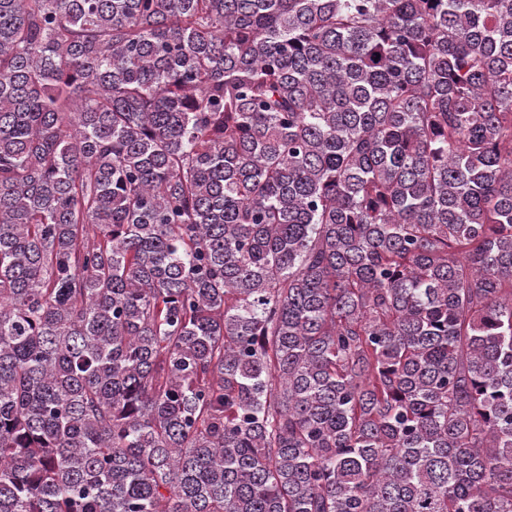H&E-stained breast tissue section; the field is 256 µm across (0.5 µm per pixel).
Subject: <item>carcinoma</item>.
<instances>
[{
	"mask_svg": "<svg viewBox=\"0 0 512 512\" xmlns=\"http://www.w3.org/2000/svg\"><path fill=\"white\" fill-rule=\"evenodd\" d=\"M0 512H512V0H0Z\"/></svg>",
	"mask_w": 512,
	"mask_h": 512,
	"instance_id": "carcinoma-1",
	"label": "carcinoma"
}]
</instances>
